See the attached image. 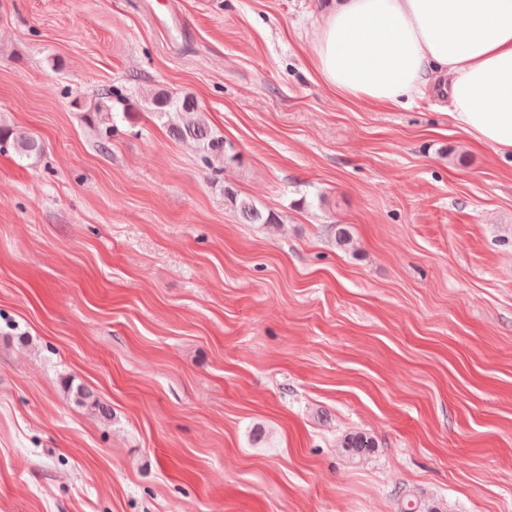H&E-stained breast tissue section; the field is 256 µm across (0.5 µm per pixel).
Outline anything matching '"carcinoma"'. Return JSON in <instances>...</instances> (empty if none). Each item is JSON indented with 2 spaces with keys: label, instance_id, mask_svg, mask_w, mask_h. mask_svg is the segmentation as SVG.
I'll use <instances>...</instances> for the list:
<instances>
[{
  "label": "carcinoma",
  "instance_id": "carcinoma-1",
  "mask_svg": "<svg viewBox=\"0 0 512 512\" xmlns=\"http://www.w3.org/2000/svg\"><path fill=\"white\" fill-rule=\"evenodd\" d=\"M120 97L119 91L107 87L101 89L94 103L86 108L87 120L93 128H98L97 147L107 151L111 146L112 112L109 102ZM140 106L150 112L166 127L169 135L176 141L192 140L198 146L199 158L211 175L218 177L224 168L238 161V155L230 153L224 143V135L215 130L206 120L196 99L190 94L177 95L164 91L150 93L141 99ZM9 145L21 159L38 161L44 154V144L36 135L17 136L13 129L0 124V147ZM224 196L231 206L251 224H276L277 215L271 211L265 213L255 203L240 196L235 190L224 187ZM77 402L98 410L103 417L108 411L94 396L84 388L74 392ZM340 448L353 460H359L370 448L375 446L372 437L362 433H349L339 442Z\"/></svg>",
  "mask_w": 512,
  "mask_h": 512
}]
</instances>
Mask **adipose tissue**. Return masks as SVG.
Segmentation results:
<instances>
[{
	"instance_id": "adipose-tissue-1",
	"label": "adipose tissue",
	"mask_w": 512,
	"mask_h": 512,
	"mask_svg": "<svg viewBox=\"0 0 512 512\" xmlns=\"http://www.w3.org/2000/svg\"><path fill=\"white\" fill-rule=\"evenodd\" d=\"M313 50L350 97L396 105L441 87L461 130L512 157V0H339Z\"/></svg>"
}]
</instances>
